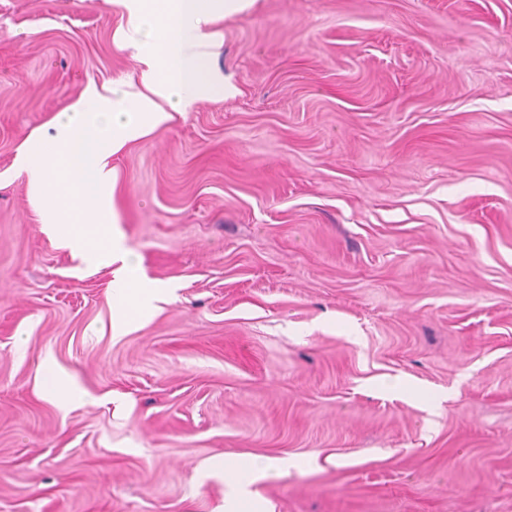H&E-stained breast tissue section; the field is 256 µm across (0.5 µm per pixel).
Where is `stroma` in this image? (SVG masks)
Listing matches in <instances>:
<instances>
[{
    "label": "stroma",
    "instance_id": "stroma-1",
    "mask_svg": "<svg viewBox=\"0 0 512 512\" xmlns=\"http://www.w3.org/2000/svg\"><path fill=\"white\" fill-rule=\"evenodd\" d=\"M110 0H0V512H512V0H254L233 96L116 158L115 233L167 300L112 333L111 267L16 165L133 73ZM68 374L77 400L46 393Z\"/></svg>",
    "mask_w": 512,
    "mask_h": 512
}]
</instances>
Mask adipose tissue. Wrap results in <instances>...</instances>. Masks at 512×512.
<instances>
[{
    "mask_svg": "<svg viewBox=\"0 0 512 512\" xmlns=\"http://www.w3.org/2000/svg\"><path fill=\"white\" fill-rule=\"evenodd\" d=\"M243 0H112L121 11L119 45L138 63L137 77L88 84L80 99L52 119L18 160L41 223L92 264L112 265L116 332L130 313L162 295L144 281L137 259L117 239L118 175L114 156L172 122L193 101L225 95L227 85L208 61L222 40L218 22Z\"/></svg>",
    "mask_w": 512,
    "mask_h": 512,
    "instance_id": "obj_1",
    "label": "adipose tissue"
}]
</instances>
